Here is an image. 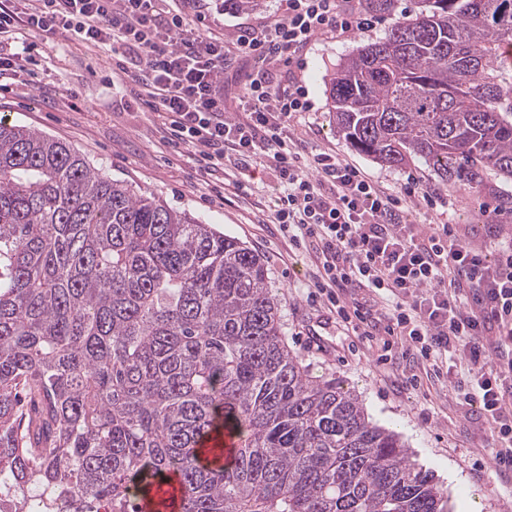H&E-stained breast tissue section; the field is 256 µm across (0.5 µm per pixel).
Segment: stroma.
<instances>
[{
    "mask_svg": "<svg viewBox=\"0 0 512 512\" xmlns=\"http://www.w3.org/2000/svg\"><path fill=\"white\" fill-rule=\"evenodd\" d=\"M413 6L414 0H394L390 13L375 16L370 31L319 34L302 65H278L281 83L302 85L312 105L297 114L292 133L305 151L338 153L388 190L399 189L407 175L417 176L440 192L443 204L432 209L418 203L409 222L452 225L459 238L492 261L497 239L482 209L512 195L511 179L493 176L488 187L472 189L457 181L442 182L422 161L403 168L379 164L344 141L331 112L326 77L361 45L384 38ZM284 12L282 0H260L251 10L212 0L203 25L230 42L240 31L260 30ZM36 45L40 58L33 82L0 97V117L66 143L108 177L190 212L257 252L281 308L285 340L309 374L343 380L374 423L397 431L413 460L445 490L450 512L462 503L475 512H512V471L488 466L490 431L478 404L466 403L448 385L427 377L418 386H402L404 362H379L377 352L341 335L328 310L307 304L311 262L308 254L289 251L271 221L278 196L272 169L252 166L249 183L255 192L249 196L236 191L230 168L209 182L198 180L187 155L164 142V114L137 104L117 88L122 73L116 56L64 38L40 39Z\"/></svg>",
    "mask_w": 512,
    "mask_h": 512,
    "instance_id": "stroma-1",
    "label": "stroma"
}]
</instances>
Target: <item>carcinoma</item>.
<instances>
[{
	"label": "carcinoma",
	"mask_w": 512,
	"mask_h": 512,
	"mask_svg": "<svg viewBox=\"0 0 512 512\" xmlns=\"http://www.w3.org/2000/svg\"><path fill=\"white\" fill-rule=\"evenodd\" d=\"M512 0H417L329 78L347 144L512 178ZM238 440L224 463L221 434ZM444 512L358 395L288 350L262 258L0 119V490L9 512Z\"/></svg>",
	"instance_id": "1"
}]
</instances>
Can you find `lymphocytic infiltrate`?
I'll return each instance as SVG.
<instances>
[{"instance_id": "f902f5d3", "label": "lymphocytic infiltrate", "mask_w": 512, "mask_h": 512, "mask_svg": "<svg viewBox=\"0 0 512 512\" xmlns=\"http://www.w3.org/2000/svg\"><path fill=\"white\" fill-rule=\"evenodd\" d=\"M158 2L0 0V96L29 82L30 34L134 54L126 72L131 94L165 114L167 143L190 155L196 175L231 166L240 191L254 164L274 168L275 222L314 263L308 302L334 312L368 346H400L430 377L452 380L486 416L498 441L492 460L512 468V237L502 236L488 261L451 225L427 232L409 223L411 204L433 206L439 197L415 176L388 191L339 154H302L290 134L293 117L311 104L302 86L279 84L275 66L300 61L321 32L364 30L371 20L339 0H287L285 18L238 35L229 51L223 37L189 25L210 0H181L166 11ZM234 51L251 64L241 117L228 116L224 105ZM452 360L464 374H451Z\"/></svg>"}]
</instances>
